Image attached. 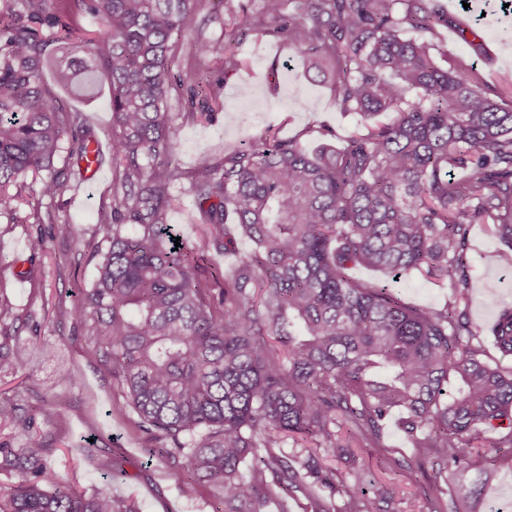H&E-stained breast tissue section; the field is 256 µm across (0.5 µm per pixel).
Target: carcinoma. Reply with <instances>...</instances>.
<instances>
[{
  "label": "carcinoma",
  "mask_w": 512,
  "mask_h": 512,
  "mask_svg": "<svg viewBox=\"0 0 512 512\" xmlns=\"http://www.w3.org/2000/svg\"><path fill=\"white\" fill-rule=\"evenodd\" d=\"M200 2L23 0L21 12L0 9V215L15 212L11 188L30 175H42V196L57 195V157L66 152L79 175L96 141L81 113L48 99L44 73L66 89L83 88L89 74L107 81L116 151L112 208L100 219L105 247L81 305L60 302L57 313L94 343L138 426L172 443L149 457L181 463L187 490L213 487V512H264L273 499L288 512L299 494L308 512H336L320 486L345 491L342 512H376L365 490L348 488L351 477L364 481L349 448L379 447L397 411L415 456L432 465L427 512H481L493 468L474 466L473 450L512 447V369L483 359L458 305L418 309L349 270L449 279L463 294L470 225L490 224L512 246V94L445 52L435 60L434 39L448 26L437 0H262L250 28L326 75L340 109L394 118L313 154L269 131L188 176L175 164L169 67L172 40ZM75 10L101 20L85 45L68 23ZM46 29L59 60L45 53ZM247 33L202 51L224 73L237 71ZM190 88L216 96L207 79L192 77ZM185 178L206 234L177 247L167 215ZM48 220L50 237L80 239L75 224ZM236 234L253 250L224 273L216 303L203 275ZM8 314L0 302V371H17L26 348L4 326ZM490 333L512 355V308ZM20 407L0 403V424L20 442L0 447V472L21 474L0 485V512H135L110 481L81 491L50 477L49 449ZM290 436L344 468L330 478L311 455L276 452ZM450 464L478 470L467 492L448 489Z\"/></svg>",
  "instance_id": "1"
}]
</instances>
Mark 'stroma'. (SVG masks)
Segmentation results:
<instances>
[{"mask_svg": "<svg viewBox=\"0 0 512 512\" xmlns=\"http://www.w3.org/2000/svg\"><path fill=\"white\" fill-rule=\"evenodd\" d=\"M442 2L450 21L441 31L444 49L473 63L489 82L511 89L512 33L500 13L501 0H476L470 12L463 11L458 0ZM261 9L262 0H202L192 25L174 41L172 77L198 73L218 84L217 97L194 106L187 104L185 90L172 91L178 160L186 171L215 161L247 135L258 137L270 130L314 152L322 143L320 129L333 132L332 143L339 147L362 125L358 114L336 108L329 84L305 72L294 49L267 33L249 32L239 48L245 67L229 74L220 61L198 52V45L244 26ZM482 9L487 12L483 18L478 15ZM44 83L51 99L82 114L103 146V158L97 179L84 182L71 173L67 158L59 157L55 168L63 183L61 192L43 197L38 179L28 178L17 210L0 216V300L8 303L10 321L27 349L22 370L0 374V399L22 401L33 435L51 450L52 473L70 479L79 489H91L108 476L115 494L135 502L139 512H212V487L201 484L195 492L185 493L171 465L148 463L147 450L154 447V438L139 429L93 343L74 322L56 315L58 301L70 307L80 303L99 260L105 232L98 218L112 203V111L106 84H99L92 96L79 97L63 90L52 74H45ZM245 83L253 90V110L247 116L239 94ZM172 193L169 224L187 242L198 243L202 226L187 184L175 185ZM49 213L75 223L81 241L59 238L43 253L31 255L29 240ZM464 261L470 287L461 307L474 332L484 337L499 313L512 307V248L502 244L489 225L476 224ZM393 287L406 302L427 309L447 305L456 296L451 282L420 276L397 280ZM65 371L75 375V385L64 383ZM60 394L64 402L51 406V399ZM354 454L356 470L372 472L376 479L368 489L371 499H379L388 489L392 497L387 512H423L432 470L415 460L396 417L384 424L383 447L358 445ZM488 454L497 471L484 496V512H512V448H492Z\"/></svg>", "mask_w": 512, "mask_h": 512, "instance_id": "obj_1", "label": "stroma"}]
</instances>
